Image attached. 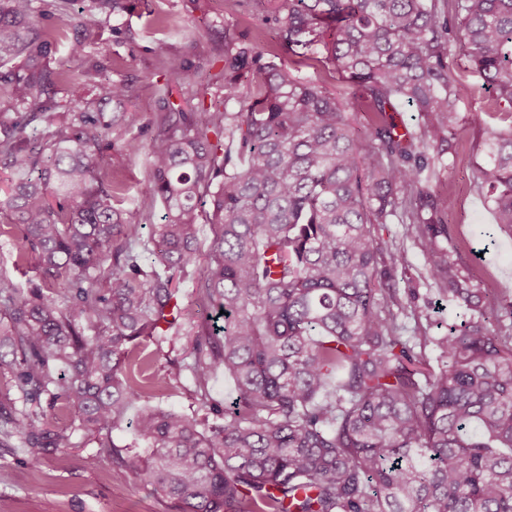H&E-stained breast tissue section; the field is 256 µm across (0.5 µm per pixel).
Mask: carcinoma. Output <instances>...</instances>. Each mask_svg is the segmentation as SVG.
<instances>
[{
  "instance_id": "1",
  "label": "carcinoma",
  "mask_w": 512,
  "mask_h": 512,
  "mask_svg": "<svg viewBox=\"0 0 512 512\" xmlns=\"http://www.w3.org/2000/svg\"><path fill=\"white\" fill-rule=\"evenodd\" d=\"M0 0V163L11 187L0 217L24 227L41 280L0 270V369L23 408L0 403V437L33 456L94 435L112 462L180 512H512V301L483 302L445 258L439 296L467 320L448 335L407 336L381 285L401 263L376 226L415 227L421 247L448 234L454 199L431 193L459 103L472 92L452 72L462 37L482 85L512 115V0H276L271 20L302 78L224 32V106L185 112L167 101L150 156L165 210L152 258L139 241L142 209L118 211L99 150L108 102L129 97L87 62L76 0ZM135 0H87L102 26ZM168 73L188 80L179 56ZM254 78L242 96L244 77ZM354 88L344 102L325 79ZM65 90L56 101L53 95ZM48 99H42V96ZM243 102L237 112L225 105ZM419 113L396 133L387 113ZM365 112L361 132L349 113ZM476 183L496 225L512 231V129L488 131ZM215 228L200 278L206 306L179 370L202 415L150 403L144 340L162 342L178 305L174 273L197 266L198 224ZM90 327L92 333L85 332ZM439 349L438 366L417 347ZM234 383L212 403L213 373ZM72 428L55 430L44 408ZM137 412L133 444L109 434Z\"/></svg>"
}]
</instances>
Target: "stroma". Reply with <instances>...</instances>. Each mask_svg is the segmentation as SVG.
Wrapping results in <instances>:
<instances>
[{
  "label": "stroma",
  "mask_w": 512,
  "mask_h": 512,
  "mask_svg": "<svg viewBox=\"0 0 512 512\" xmlns=\"http://www.w3.org/2000/svg\"><path fill=\"white\" fill-rule=\"evenodd\" d=\"M267 15L256 0H139L133 13L116 19L115 29L99 28L89 18L77 28L92 54L110 67L113 80L130 89L124 103L106 106L112 114V146L103 150L101 165L122 188L117 207H149L150 220L141 230L146 244H153L155 226L164 213L161 203L152 199L149 183V149L164 111L162 88L171 87L172 102L186 108L201 99L223 103L218 74L224 63L218 50L228 28L256 43L266 60L291 65L292 56L279 43ZM172 55L184 56L188 84L173 83L164 68V59ZM448 62L457 78L476 90L458 107L448 150L431 185L435 197L449 196L456 202L448 233L439 237L438 247L495 305L512 298V232L496 231L494 245H487L483 231L494 228V213L474 181L485 158L488 128H505L512 121L497 112L490 92L481 88L464 44L453 45ZM129 140L139 144L137 155L123 151ZM22 234L20 225H0V268L16 280L35 281L40 277L35 257L16 260L15 243ZM377 235L402 256L393 284L416 311L415 317L405 320L408 329L419 328L436 338L447 335L456 320L455 309L440 302L430 276L433 259L423 251L413 226L395 220L380 225ZM199 279L195 269L181 278L182 300L167 342L146 346L152 356L148 374L158 386L154 404L188 415L198 408L195 386L188 374L180 373L179 365L187 334L205 312L194 301ZM76 442L67 453L47 452L35 461L20 449L0 444V512H179L171 501L153 495L140 478L118 473L107 450L89 437L78 436Z\"/></svg>",
  "instance_id": "obj_1"
}]
</instances>
